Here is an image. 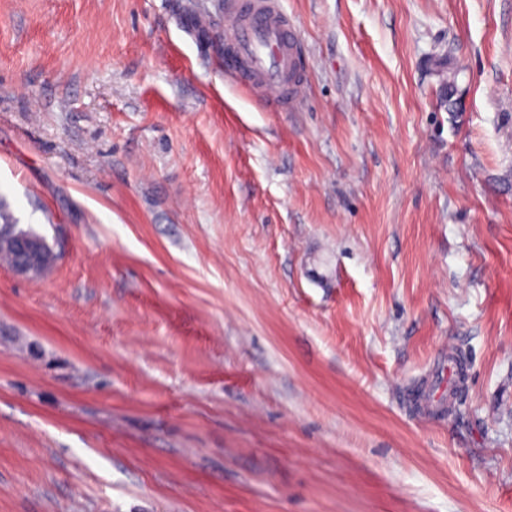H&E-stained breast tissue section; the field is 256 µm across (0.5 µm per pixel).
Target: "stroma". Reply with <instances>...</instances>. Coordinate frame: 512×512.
<instances>
[{
    "label": "stroma",
    "mask_w": 512,
    "mask_h": 512,
    "mask_svg": "<svg viewBox=\"0 0 512 512\" xmlns=\"http://www.w3.org/2000/svg\"><path fill=\"white\" fill-rule=\"evenodd\" d=\"M231 2L0 0V512H512V0ZM237 1L227 27L245 68L235 73L256 82L276 110H287L304 80L296 28L276 0ZM19 224H15L12 216L0 200V235L7 237L16 233H24L31 237L23 235L16 236L10 241V245L16 249L19 254V260L14 267L15 270L22 274L30 272H40L47 268L52 262V255L47 256L41 238L38 236L18 229Z\"/></svg>",
    "instance_id": "obj_1"
}]
</instances>
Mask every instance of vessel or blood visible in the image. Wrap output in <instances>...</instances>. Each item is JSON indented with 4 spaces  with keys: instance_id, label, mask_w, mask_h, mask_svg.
Returning <instances> with one entry per match:
<instances>
[{
    "instance_id": "vessel-or-blood-1",
    "label": "vessel or blood",
    "mask_w": 512,
    "mask_h": 512,
    "mask_svg": "<svg viewBox=\"0 0 512 512\" xmlns=\"http://www.w3.org/2000/svg\"><path fill=\"white\" fill-rule=\"evenodd\" d=\"M227 22L244 64L238 78L257 83L276 109L293 105L304 80L301 50L296 28L277 0H237Z\"/></svg>"
}]
</instances>
